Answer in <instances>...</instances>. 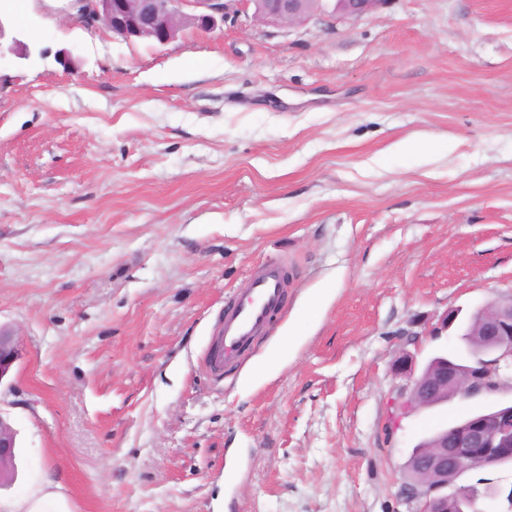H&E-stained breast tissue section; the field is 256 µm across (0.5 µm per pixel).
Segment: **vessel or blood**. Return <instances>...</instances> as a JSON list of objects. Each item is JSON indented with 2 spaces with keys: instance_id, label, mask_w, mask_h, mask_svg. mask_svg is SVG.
Masks as SVG:
<instances>
[{
  "instance_id": "b4317fda",
  "label": "vessel or blood",
  "mask_w": 512,
  "mask_h": 512,
  "mask_svg": "<svg viewBox=\"0 0 512 512\" xmlns=\"http://www.w3.org/2000/svg\"><path fill=\"white\" fill-rule=\"evenodd\" d=\"M287 309L283 266L277 263L257 266L249 275L245 292L225 304L223 318L203 358L205 370L218 378L241 367L249 348L268 334L273 314Z\"/></svg>"
}]
</instances>
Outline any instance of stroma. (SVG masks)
Returning a JSON list of instances; mask_svg holds the SVG:
<instances>
[{
  "mask_svg": "<svg viewBox=\"0 0 512 512\" xmlns=\"http://www.w3.org/2000/svg\"><path fill=\"white\" fill-rule=\"evenodd\" d=\"M13 20L47 55L0 60V512H408L414 446L474 404L387 429L393 364L460 352L425 328L512 293V0L165 45L70 0ZM267 262L288 312L214 382L211 329ZM22 352L16 336L0 326V381L20 361Z\"/></svg>",
  "mask_w": 512,
  "mask_h": 512,
  "instance_id": "stroma-1",
  "label": "stroma"
}]
</instances>
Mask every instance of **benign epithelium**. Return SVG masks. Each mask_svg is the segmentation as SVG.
<instances>
[{"mask_svg":"<svg viewBox=\"0 0 512 512\" xmlns=\"http://www.w3.org/2000/svg\"><path fill=\"white\" fill-rule=\"evenodd\" d=\"M255 7L254 14L275 23H294L313 16L305 0H243ZM331 9H320L319 19L334 20L338 16L359 17L382 0H332ZM79 18L87 25L101 24L112 35L130 41L150 40L159 45L173 41L180 29L193 25L201 30L213 29L224 20L225 0H74ZM46 55L43 49L29 45L23 34L12 25L11 13L0 6V60L15 58L29 61ZM461 310H452L442 318L432 335L451 330L457 336L466 333L470 322H476L475 350L466 358L467 366H447L433 371L427 379L414 376L413 359L403 357L396 370L410 379L408 397L394 404L395 413L388 421L392 428L396 419L410 407L428 408L429 400L450 390L464 400H483L506 389L512 390V294L492 305L460 318ZM22 352L16 336L0 327V382L20 361ZM15 432L0 419V460L13 457ZM512 458V404H494L466 416L464 423L450 437L436 440L418 457L415 470L418 481L407 489L400 488V500L411 512H448V499H453L456 512H485L479 500L505 497L512 508V494L487 482L483 490L471 485H458L448 492V474H460L474 468L495 467Z\"/></svg>","mask_w":512,"mask_h":512,"instance_id":"1","label":"benign epithelium"}]
</instances>
